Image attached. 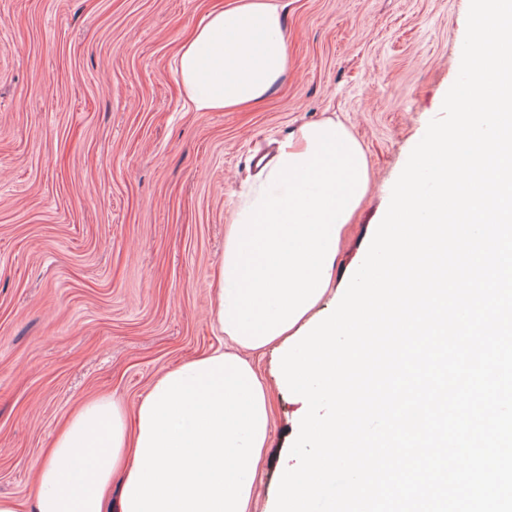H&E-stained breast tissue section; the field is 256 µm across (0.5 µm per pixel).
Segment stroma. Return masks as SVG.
<instances>
[{
	"label": "stroma",
	"instance_id": "obj_1",
	"mask_svg": "<svg viewBox=\"0 0 512 512\" xmlns=\"http://www.w3.org/2000/svg\"><path fill=\"white\" fill-rule=\"evenodd\" d=\"M218 0H0V494L27 499L70 411L108 394L126 416L166 369L222 345L224 234L258 158L339 117L371 185L340 245L336 307L416 143L467 69L471 0H287L291 65L258 108L194 112L177 44ZM270 392L254 512H275L301 451L300 404Z\"/></svg>",
	"mask_w": 512,
	"mask_h": 512
}]
</instances>
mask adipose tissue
<instances>
[{"mask_svg":"<svg viewBox=\"0 0 512 512\" xmlns=\"http://www.w3.org/2000/svg\"><path fill=\"white\" fill-rule=\"evenodd\" d=\"M464 60L473 76L453 95L451 125L415 149L371 247L336 310L311 316L329 288L346 224L370 182L362 144L341 120L299 126L281 141L235 207L224 240L216 318L228 345L161 374L134 430L110 397L83 402L55 436L30 502L0 497V512H250L270 446L267 387L249 357L280 348V371L304 409L298 441L317 452L285 470L278 512H305L316 465L343 436L341 415L368 396L350 389L360 335H415L405 311L447 310L456 290L439 257L453 249L495 268V225L512 223V0H472ZM199 112L262 103L290 64L278 0H232L196 26L175 56ZM430 167L432 195L417 189ZM464 172L453 180L449 169ZM121 475L113 491V475Z\"/></svg>","mask_w":512,"mask_h":512,"instance_id":"adipose-tissue-1","label":"adipose tissue"}]
</instances>
